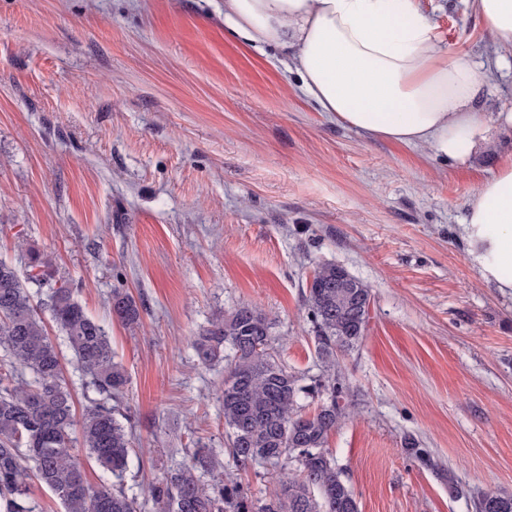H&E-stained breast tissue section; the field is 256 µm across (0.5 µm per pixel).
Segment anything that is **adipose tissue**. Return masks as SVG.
Segmentation results:
<instances>
[{
	"label": "adipose tissue",
	"mask_w": 512,
	"mask_h": 512,
	"mask_svg": "<svg viewBox=\"0 0 512 512\" xmlns=\"http://www.w3.org/2000/svg\"><path fill=\"white\" fill-rule=\"evenodd\" d=\"M472 5L512 50V0ZM224 26L277 48L322 111L366 136L463 157L484 129L485 73L449 56L415 0H224ZM465 231L485 273L512 289V157L472 196Z\"/></svg>",
	"instance_id": "1"
}]
</instances>
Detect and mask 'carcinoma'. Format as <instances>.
Wrapping results in <instances>:
<instances>
[{
    "instance_id": "1",
    "label": "carcinoma",
    "mask_w": 512,
    "mask_h": 512,
    "mask_svg": "<svg viewBox=\"0 0 512 512\" xmlns=\"http://www.w3.org/2000/svg\"><path fill=\"white\" fill-rule=\"evenodd\" d=\"M54 257L32 254L26 274L0 261V348L10 370L0 372V512H35L30 481L60 501L64 512H141V504L119 485L135 454L134 442L112 400L129 377L115 360L105 327L87 314L71 284L52 283ZM47 287L42 307L32 303L28 284ZM316 350L326 377L310 387L279 364L270 347V319L255 307L219 315L195 343L201 362L226 351L228 374L222 395L232 464L246 471L259 462H297L277 481L272 496L256 508L233 481H224V461L200 445L190 462L168 471L150 487L159 512H359L351 486L328 451V437L346 417L349 386L336 374L339 355L363 338L371 288L335 264L315 269L306 295ZM112 316L134 328L144 304L125 289L112 291ZM49 312L61 342L46 329ZM71 352L99 398L76 419L73 396L63 375V350ZM323 392L314 413L303 400ZM80 427L82 449L117 480L91 489L74 445ZM213 473L206 484L199 472ZM478 512H512V495L477 496Z\"/></svg>"
}]
</instances>
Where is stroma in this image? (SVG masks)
I'll list each match as a JSON object with an SVG mask.
<instances>
[{
	"mask_svg": "<svg viewBox=\"0 0 512 512\" xmlns=\"http://www.w3.org/2000/svg\"><path fill=\"white\" fill-rule=\"evenodd\" d=\"M416 5L455 55L488 59L470 0ZM482 99L485 132L447 158L337 123L275 49L225 33L224 0H0V260L53 254L105 326L129 375L118 405L140 451L124 489L142 512L198 442L249 501L269 497L285 469L235 473L225 363L202 365L194 343L252 305L280 361L317 377L306 294L325 263L372 290L340 358L352 413L328 438L360 512H476L478 494H512V290L463 232L512 155L511 68ZM118 286L145 303L137 329L110 313Z\"/></svg>",
	"mask_w": 512,
	"mask_h": 512,
	"instance_id": "obj_1",
	"label": "stroma"
}]
</instances>
